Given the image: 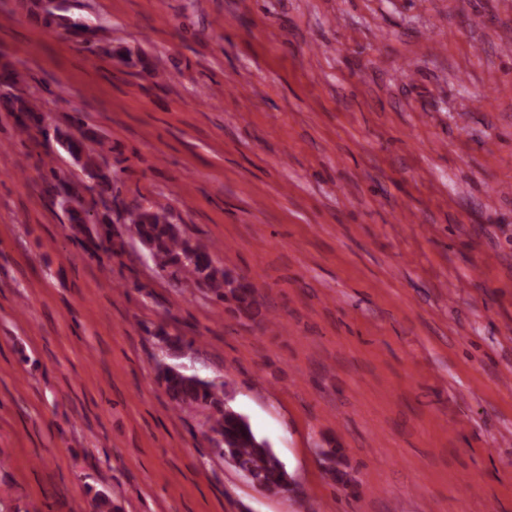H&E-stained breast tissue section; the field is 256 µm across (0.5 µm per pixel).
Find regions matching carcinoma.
<instances>
[{
  "instance_id": "obj_1",
  "label": "carcinoma",
  "mask_w": 512,
  "mask_h": 512,
  "mask_svg": "<svg viewBox=\"0 0 512 512\" xmlns=\"http://www.w3.org/2000/svg\"><path fill=\"white\" fill-rule=\"evenodd\" d=\"M63 26L70 35L81 38L83 49L91 50L90 40L85 38L90 27L85 21L69 18L64 20ZM14 87L12 70L6 66L0 67V92L11 103L19 123L28 131L34 129L38 134H46L35 115L34 106L28 99L12 93ZM54 134L61 147L88 178L104 191L112 189L114 171L107 163L86 153L82 141L74 134L58 127L54 129ZM50 177L54 181L52 190L60 197L59 204L69 214L70 223L81 226L89 223L90 218H95V204L84 205L72 185L61 179L53 168L50 169ZM95 223L98 224V237L103 248L112 250L116 247L117 233L110 217L104 214L95 218ZM124 223L132 225L140 244L160 271H167L174 277L181 273L188 275L216 299L233 301L241 311L249 310L255 303L252 284L238 279L232 270L218 265L209 249L200 241L183 236L178 227L170 223L165 212L139 207L128 209ZM155 337L174 354L191 347V343L181 336L171 335L162 325L156 330ZM158 378L176 408L204 407L208 410V431L220 437V445L211 448L212 452L221 457L226 452L232 454L239 468L252 475V484L258 490L273 494L281 491L290 477L288 470L269 443L256 435L248 419L228 405L224 382L217 383L195 374H186L166 363L158 366Z\"/></svg>"
}]
</instances>
